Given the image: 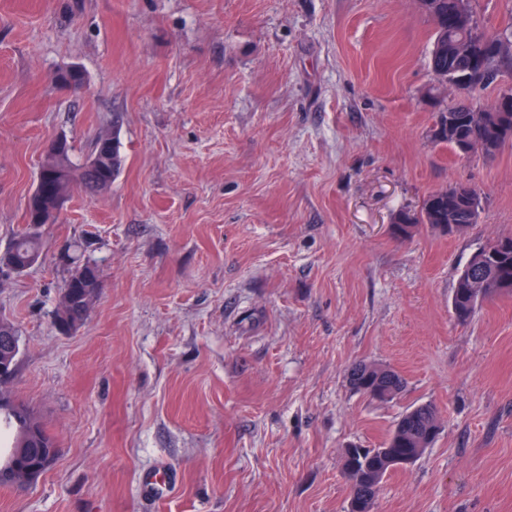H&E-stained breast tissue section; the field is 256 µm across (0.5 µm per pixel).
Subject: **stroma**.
<instances>
[{
	"mask_svg": "<svg viewBox=\"0 0 512 512\" xmlns=\"http://www.w3.org/2000/svg\"><path fill=\"white\" fill-rule=\"evenodd\" d=\"M433 30L415 0H0V253L50 140L79 168L112 132L122 157L38 225V262L0 272L20 334L0 391L61 450L0 512H348L344 448L429 402L441 431L374 512H512V296L451 308L472 253L512 235V148L431 138ZM69 66L80 93L56 84ZM455 183L477 224L391 236ZM85 260L101 287L65 329ZM359 362L403 391L356 393ZM110 152L109 157L105 160L103 169L97 172V179L101 181V186H109L112 184L116 173L121 167L122 159L119 151V142L112 133V143L107 147ZM85 271H88L91 276L86 275ZM100 287V273L96 265L85 263L77 266L71 272L63 289V291L68 290L66 294L69 295L71 300L68 316L65 320L60 319L57 308L56 318L59 325L71 329L72 327H77L82 324L88 312V308L84 302L85 294L91 289ZM63 291L61 296L64 294ZM391 378L395 379V381L390 388V390H393L390 398L398 394L404 386L403 379L393 369L374 363L360 362L352 367L349 375L352 388L357 393L367 395L373 399L372 388L374 384L378 380L381 382ZM374 393L376 397L382 399H388L390 396L389 389L384 386L377 388Z\"/></svg>",
	"mask_w": 512,
	"mask_h": 512,
	"instance_id": "1",
	"label": "stroma"
}]
</instances>
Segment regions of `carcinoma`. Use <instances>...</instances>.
I'll list each match as a JSON object with an SVG mask.
<instances>
[{
  "instance_id": "1",
  "label": "carcinoma",
  "mask_w": 512,
  "mask_h": 512,
  "mask_svg": "<svg viewBox=\"0 0 512 512\" xmlns=\"http://www.w3.org/2000/svg\"><path fill=\"white\" fill-rule=\"evenodd\" d=\"M459 2L460 0H429L424 8V12L434 21V41L430 56L432 83L427 95L434 102L443 105L436 112L430 136L458 153L461 144L478 133L492 142V150L496 154L512 145V131L502 134L489 120H479L478 113L475 112L477 102L474 101V95L449 100L440 96V87L436 85L440 78L451 80L456 76H466L474 65L480 70L475 88V91L480 92L494 83L504 70H512V55L500 56L493 53L490 45L495 36L480 29L476 19L453 27L448 24L452 15L458 12ZM108 151L110 155L105 160L103 169L97 172V179L103 186L112 184L122 164L117 138H112ZM42 169L49 171L40 199V209L47 211L55 194L64 189H73V182L69 179L72 173L70 153L67 152L61 157H46ZM479 209L480 194L475 188L461 193L458 197H450L443 190L435 191L423 199L419 209L398 211L393 217L391 234L405 240L412 237L419 226L427 224L441 234L452 237L478 222ZM42 249L43 243L38 233L24 232L7 251L0 254V266L11 270L23 266L31 258L40 256ZM478 252L482 253V264H466L453 292V312L462 323L471 318L481 301L512 293V236L494 238L479 247ZM99 287L100 273L96 265L85 263L71 272L65 284L71 303L68 316L61 326L70 329L82 324L88 312L84 302L85 294ZM391 378L394 379L391 390L396 395L403 389V379L389 367L360 362L352 367L349 375L352 388L371 398L374 397V384ZM0 424L14 429L6 449H0V467L4 468L0 473V487L13 486L9 466L12 449H27L26 462L30 466L38 464L39 455L60 451L47 427L27 407L3 395L0 396ZM439 431L440 424L433 405H417L402 415V420L385 439L383 448H366L364 453L358 455L360 467L379 478V482L373 487L362 486L357 489L350 486V489L357 490V497L367 498V512H372L381 481L388 473L381 451L401 453L408 448L416 454L419 449L430 447Z\"/></svg>"
}]
</instances>
